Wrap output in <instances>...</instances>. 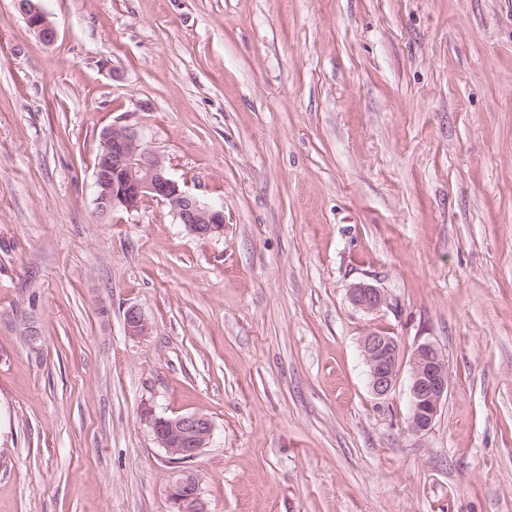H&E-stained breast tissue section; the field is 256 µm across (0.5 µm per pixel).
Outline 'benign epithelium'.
Segmentation results:
<instances>
[{"label": "benign epithelium", "mask_w": 512, "mask_h": 512, "mask_svg": "<svg viewBox=\"0 0 512 512\" xmlns=\"http://www.w3.org/2000/svg\"><path fill=\"white\" fill-rule=\"evenodd\" d=\"M28 28L45 44H52L57 30L39 0H18ZM95 204L104 215L116 211H138L146 200L166 204L185 229L199 237L224 234V206L204 201L185 190L169 173L165 159L144 142L140 133L128 126L113 124L100 133L94 165ZM348 295L351 303L374 312L386 304L384 292L369 283L353 284ZM124 322L129 336H141L150 326L142 311L130 307ZM362 355L368 369L369 387L378 396L387 395L395 386L403 361L399 344L392 336L371 332L361 341ZM409 429L422 434L431 429L448 398V368L441 351L430 343L418 345L410 361ZM159 447L179 465L175 474L182 476L169 486L168 497L175 512H206L198 476L180 465L191 461L208 447L214 424L202 413H190L161 419L153 428Z\"/></svg>", "instance_id": "7a95c632"}]
</instances>
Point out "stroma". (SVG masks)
I'll use <instances>...</instances> for the list:
<instances>
[{
    "label": "stroma",
    "instance_id": "stroma-1",
    "mask_svg": "<svg viewBox=\"0 0 512 512\" xmlns=\"http://www.w3.org/2000/svg\"><path fill=\"white\" fill-rule=\"evenodd\" d=\"M41 5L0 0V512H171L146 417L194 412L208 512H512V0ZM117 122L223 237L98 219ZM372 331L444 355L426 433ZM39 0H19L18 7L24 15L28 28L45 44H52L57 38V30ZM348 295L351 303L365 312L379 310L387 300L380 288L365 282L353 284L348 290ZM361 348L371 391L378 396L387 395L397 382L403 361L399 344L393 336L370 332L363 337Z\"/></svg>",
    "mask_w": 512,
    "mask_h": 512
}]
</instances>
